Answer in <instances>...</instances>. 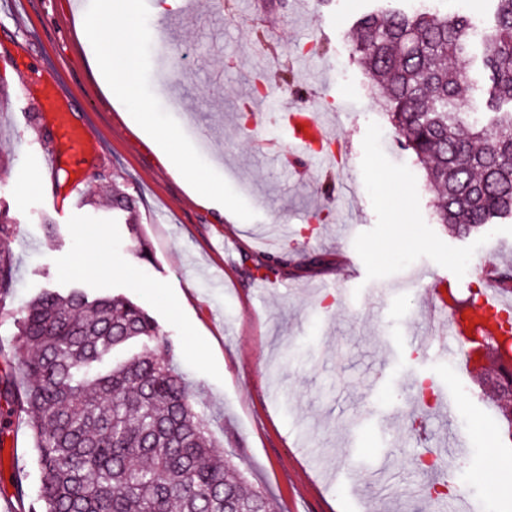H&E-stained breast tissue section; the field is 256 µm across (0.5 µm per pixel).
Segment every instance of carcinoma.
<instances>
[{
  "label": "carcinoma",
  "instance_id": "cac0c4a2",
  "mask_svg": "<svg viewBox=\"0 0 512 512\" xmlns=\"http://www.w3.org/2000/svg\"><path fill=\"white\" fill-rule=\"evenodd\" d=\"M488 2L479 40L460 12L373 10L356 23L370 87L422 165L438 220L463 233L512 217V0ZM110 207L117 221L133 202L117 189ZM12 282L0 249V302ZM0 310L16 328L0 348L11 367L0 397L25 417L40 476L29 512H272L217 450L140 305L71 288Z\"/></svg>",
  "mask_w": 512,
  "mask_h": 512
}]
</instances>
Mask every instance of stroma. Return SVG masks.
<instances>
[{
    "instance_id": "1",
    "label": "stroma",
    "mask_w": 512,
    "mask_h": 512,
    "mask_svg": "<svg viewBox=\"0 0 512 512\" xmlns=\"http://www.w3.org/2000/svg\"><path fill=\"white\" fill-rule=\"evenodd\" d=\"M73 0H0V208L14 226L5 243L19 309L43 289L74 285L120 293L142 305L172 342L195 409L212 437L275 512H433L418 489L424 437L468 435L470 494L457 512H512V447L482 369L407 343L428 331L427 301L447 288L468 302L491 268L512 267V219L456 235L439 224L424 171L405 151L352 53L353 24L373 9L415 10L414 0H185V11L149 17L150 83L204 159L246 200L243 221L197 205L182 179L128 124L124 105L98 87L93 48ZM292 73L299 93L279 90L259 122L240 121L263 77ZM61 73L82 97L74 118L101 143L79 201L56 209L41 195L42 157L58 143L42 118L39 83ZM27 88L23 112L11 109ZM317 113L344 150L335 167L301 155L279 163L284 114ZM109 172L136 200L150 260L135 253L126 224L99 203ZM404 223H395L396 214ZM54 227L46 229L43 217ZM118 273L89 271L87 240ZM273 261L262 282L256 267ZM420 272L384 297L373 288ZM453 391L445 417L420 401V382ZM35 491L30 430L0 434V493L11 474Z\"/></svg>"
}]
</instances>
